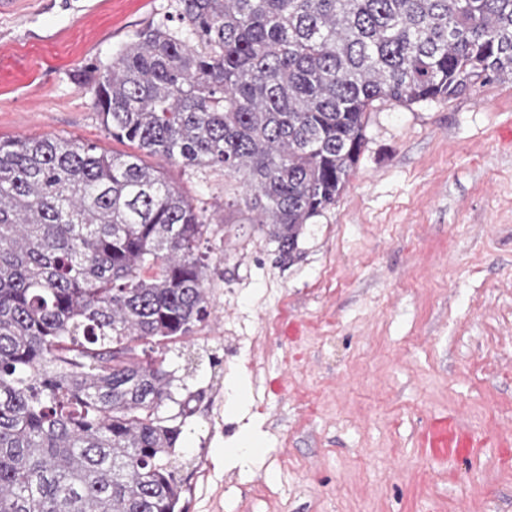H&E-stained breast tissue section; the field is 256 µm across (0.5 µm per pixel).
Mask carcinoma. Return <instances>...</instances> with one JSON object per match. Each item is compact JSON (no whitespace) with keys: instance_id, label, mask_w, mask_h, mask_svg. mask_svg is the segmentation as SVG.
I'll return each mask as SVG.
<instances>
[{"instance_id":"carcinoma-1","label":"carcinoma","mask_w":512,"mask_h":512,"mask_svg":"<svg viewBox=\"0 0 512 512\" xmlns=\"http://www.w3.org/2000/svg\"><path fill=\"white\" fill-rule=\"evenodd\" d=\"M512 80V0H174L86 84L114 154L0 138V512H181L157 348L210 314V219L145 163L250 187L283 258L346 187L374 102Z\"/></svg>"}]
</instances>
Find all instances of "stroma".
Wrapping results in <instances>:
<instances>
[{"label":"stroma","mask_w":512,"mask_h":512,"mask_svg":"<svg viewBox=\"0 0 512 512\" xmlns=\"http://www.w3.org/2000/svg\"><path fill=\"white\" fill-rule=\"evenodd\" d=\"M172 4L6 0L0 137L129 152L85 77ZM146 162L214 218L210 315L163 351L181 512H512V81L375 103L289 260L223 171ZM251 432L258 460H224Z\"/></svg>","instance_id":"35a3bbf8"}]
</instances>
